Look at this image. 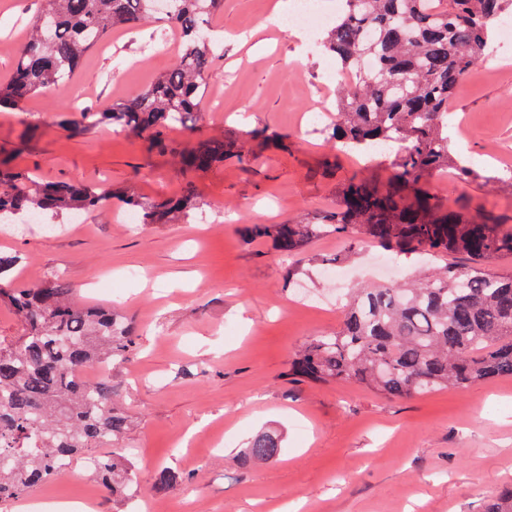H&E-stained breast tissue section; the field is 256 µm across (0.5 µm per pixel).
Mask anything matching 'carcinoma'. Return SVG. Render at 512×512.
<instances>
[{"instance_id":"carcinoma-1","label":"carcinoma","mask_w":512,"mask_h":512,"mask_svg":"<svg viewBox=\"0 0 512 512\" xmlns=\"http://www.w3.org/2000/svg\"><path fill=\"white\" fill-rule=\"evenodd\" d=\"M46 0L14 49L11 75L0 81V105L19 106L71 80L87 54L112 31L157 19L183 44L171 66L145 90L112 101L106 112L59 113L73 135L110 127L145 136L168 149L167 131L193 126L212 70L209 20L223 0ZM512 15V0H345L325 41L338 70L351 78L336 103V121L324 128L347 152L398 145L395 175L378 186L354 177L344 183L343 204L313 223L251 224L250 243L272 241L301 253L324 233L365 239L399 254L428 260L463 253L470 265L429 269L413 283L373 284L349 295L341 328L299 350L292 374L320 383L354 380L393 398L463 388L512 376V272L487 266L512 256V227L494 218L471 223L443 213L429 194L411 200L401 187L451 168L461 181L511 185L458 161L448 144V104L465 75L486 54L495 22ZM369 60L372 66L363 67ZM185 171L206 172L224 163V141L205 140L178 154ZM118 196L139 224L186 222L202 202L190 187L149 198L132 187L107 194L78 181H41L0 159V224H46L100 210ZM14 257L0 253V304L18 317L20 332L0 339V501L14 500L63 477L90 448H112L96 458L94 472L118 497L137 485L124 440L129 417L114 400L110 377L90 383L83 368L126 364L136 349L130 319L110 307L78 305L55 276L39 284L13 280ZM283 452L275 432L253 436L245 461L269 462ZM484 512H512V489L487 496Z\"/></svg>"}]
</instances>
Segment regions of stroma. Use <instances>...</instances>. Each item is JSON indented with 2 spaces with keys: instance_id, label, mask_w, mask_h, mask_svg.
Masks as SVG:
<instances>
[{
  "instance_id": "35a3bbf8",
  "label": "stroma",
  "mask_w": 512,
  "mask_h": 512,
  "mask_svg": "<svg viewBox=\"0 0 512 512\" xmlns=\"http://www.w3.org/2000/svg\"><path fill=\"white\" fill-rule=\"evenodd\" d=\"M293 0H224L211 24L219 38L204 88V120L171 130L170 151L103 129L75 136L58 112L101 111L147 88L180 53L159 23L115 32L99 44L63 94L48 92L0 111V155L46 180L102 190L132 186L151 197L193 188L203 209L184 224H124L118 201L64 227L0 229V251L18 258L24 283L63 277L76 301L112 304L137 325V349L112 372L132 420L127 443L138 490L108 496L88 461L26 494L41 512H140L143 503L180 512H481L484 496L512 486V377L406 399L355 381L298 380L288 370L309 339L338 330L348 289L370 281L368 261L389 262L393 280L417 275V256L395 255L344 236L311 240L304 256L272 242L247 243L251 224H284L328 214L352 177L386 183V156L336 151L317 123L336 110L340 83L322 30L307 40L268 23ZM42 0H0V80L10 76L16 33ZM455 158L487 169L512 166V42L494 40L450 104ZM221 139L222 165L185 173L173 149ZM421 184L442 208L472 221L512 225V189L437 172ZM351 271L324 282V264ZM283 439L278 460L244 462L252 436ZM183 474L158 490V470ZM21 501V502H24ZM19 501L0 512H20Z\"/></svg>"
}]
</instances>
